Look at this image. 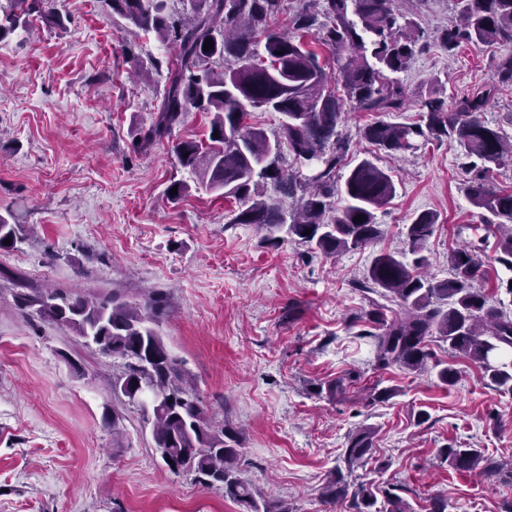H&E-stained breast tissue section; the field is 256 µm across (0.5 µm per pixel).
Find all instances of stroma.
<instances>
[{
	"instance_id": "stroma-1",
	"label": "stroma",
	"mask_w": 512,
	"mask_h": 512,
	"mask_svg": "<svg viewBox=\"0 0 512 512\" xmlns=\"http://www.w3.org/2000/svg\"><path fill=\"white\" fill-rule=\"evenodd\" d=\"M48 6L65 29L36 14L33 32L0 42V214L29 227L0 250V512H240L223 491L164 465L140 409L112 394L120 360L16 307L17 294L48 288L137 301L161 295L157 329L168 350L209 415L238 437L245 476L292 512H354L350 499L324 501L321 489L343 464L347 434L360 428L374 431L373 458L345 481L395 488L405 512H429L436 499L446 512H512V393L464 357L452 387L432 372L375 369L360 320L374 257L404 249L405 227L423 211L438 216L425 250L429 275L447 279L449 247L478 240L475 285L496 296L495 239L476 230L480 211L455 142L433 138L397 154L361 132L378 120L416 121L432 92L454 110L493 83L512 44L448 52L440 35L454 16L451 0H393L429 36L399 75L409 105L348 113L342 131L351 144L346 168L372 160L392 176L396 195L377 212V242L325 257L292 239L266 246L255 227L234 223L233 200L196 187L176 164L177 142L207 140L209 114L186 113L150 151H132L133 134L163 101L172 46L130 35L101 0ZM174 180L192 186L176 203L165 194ZM349 371L360 378L345 394L325 391ZM375 387L393 394L370 401ZM449 445L481 449L505 471H456L440 454Z\"/></svg>"
}]
</instances>
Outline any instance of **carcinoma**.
<instances>
[{"mask_svg": "<svg viewBox=\"0 0 512 512\" xmlns=\"http://www.w3.org/2000/svg\"><path fill=\"white\" fill-rule=\"evenodd\" d=\"M8 2L0 8V42L39 12L40 0ZM101 2L176 49L161 107L149 128L134 136V151L143 152L171 135L185 113L207 112L212 115L209 142L182 141L175 154L178 164L198 177L199 186L239 203L232 223L264 231L263 241L271 247H279L286 235L325 257L362 249L379 238L376 210L395 196L392 177L369 159L356 164L341 187L336 172L349 151L340 130L346 111H404L406 89L393 74L406 70L429 45L426 30L397 12L392 0H304L290 21L291 34L272 28L281 0H188L189 9L179 16L169 12L168 0ZM454 2L456 21L442 34L448 52L463 43H512V0ZM312 32L329 48L332 61L303 42ZM207 40L213 45L205 51ZM214 59H231L235 67L217 72L210 67ZM494 90L464 97L451 112L430 94L420 101L418 122H374L364 128V137L380 150L397 153L415 149L418 138L455 141L462 167L471 173L469 200L489 213L485 224L499 233L495 261L512 273V191L489 188L494 169L512 162V142L483 118ZM250 108L282 114L283 138L272 140L247 125ZM288 158L293 165L316 163L314 174L297 179L285 168ZM269 183L283 198L265 195ZM338 191L347 201L341 209L333 206ZM356 216L361 221H354ZM437 221L433 212L418 214L406 227V248L378 254L369 267L371 284L396 305L373 302L363 316L375 328L367 335L375 341L376 367L425 371L432 358L429 338L437 334L449 352L469 358L496 388L512 392V361H490L491 354L502 356L512 349V317L473 288L479 247L448 253L450 278L435 281L426 274L424 250ZM25 234V225L0 215V249L4 240L14 244ZM41 296L50 302L48 310L39 312L41 318L64 320L100 352L122 360L123 372L112 393L139 399L152 424L154 448L172 473H192L200 484L224 490L244 512H288L283 501L263 497L241 477L237 438L209 416L154 328L161 297L133 302L116 293L93 298L52 289ZM434 367L441 384L457 383L454 364ZM372 453L371 430L348 435V467ZM442 454L457 471L495 467L477 448L448 447ZM349 494L356 512H374L375 493L364 485L348 492L340 472L321 492L333 503Z\"/></svg>", "mask_w": 512, "mask_h": 512, "instance_id": "1", "label": "carcinoma"}]
</instances>
